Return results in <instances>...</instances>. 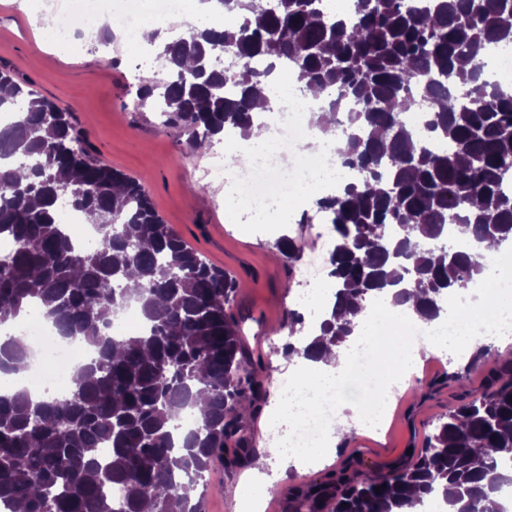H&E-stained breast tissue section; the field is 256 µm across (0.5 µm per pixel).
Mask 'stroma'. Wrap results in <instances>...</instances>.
Returning <instances> with one entry per match:
<instances>
[{
	"label": "stroma",
	"mask_w": 512,
	"mask_h": 512,
	"mask_svg": "<svg viewBox=\"0 0 512 512\" xmlns=\"http://www.w3.org/2000/svg\"><path fill=\"white\" fill-rule=\"evenodd\" d=\"M8 6L0 13V66L71 112L99 162L139 181L164 223L213 265L236 276L232 312L249 354L266 365L269 395H276L288 371L279 352L287 340L283 320L290 308L284 285L298 283L300 276L275 257V225L250 223L241 209L225 213L223 184L198 180L209 152L186 153L185 130L163 126L152 107L136 106L138 79L161 77L156 62L135 68L132 52L111 38L81 40L75 51H58L35 23L38 0H8ZM489 367L484 358L457 359L451 347L422 357L409 388L390 404L381 425L362 427L344 447L320 454L312 466L290 468L275 481L261 512H290L292 486L322 480L345 461L384 472L406 460L407 449L421 447L462 391L482 384ZM248 476V468L228 470L223 459H216L207 476L203 512H243L236 490Z\"/></svg>",
	"instance_id": "stroma-1"
}]
</instances>
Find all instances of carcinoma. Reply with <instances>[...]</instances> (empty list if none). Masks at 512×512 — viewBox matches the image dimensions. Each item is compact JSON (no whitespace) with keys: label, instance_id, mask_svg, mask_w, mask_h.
Segmentation results:
<instances>
[{"label":"carcinoma","instance_id":"carcinoma-1","mask_svg":"<svg viewBox=\"0 0 512 512\" xmlns=\"http://www.w3.org/2000/svg\"><path fill=\"white\" fill-rule=\"evenodd\" d=\"M243 16L237 28L189 27L157 57L163 78L137 86L145 103L163 97L164 124L190 133L198 153L228 129L254 131L261 85L288 62L305 89L353 103L338 157L359 178L315 201L331 224L333 304L317 336L283 355L345 345L367 302L395 288L393 303L415 295L431 319L449 296L481 274L478 257L435 246L456 237L512 240V93L484 79V47L512 43V0H356L335 20L324 0H216ZM239 61L218 66L224 48ZM260 59L265 69L251 67ZM481 83L474 97L467 86ZM232 86L235 95L226 93ZM0 324L37 308L97 357L62 395L0 396V505L10 512H202L206 473L253 458L245 421L267 397L230 313L239 283L211 267L157 213L140 184L94 163L70 113L0 69ZM426 105V131L405 115ZM94 218L100 245L82 249L59 223L60 202ZM293 267L302 248L276 242ZM136 303L142 333L112 335V318ZM28 348L0 343V373L26 368ZM206 396L192 431L176 424ZM108 446L104 455L100 447ZM482 448L498 455L476 461ZM386 474L346 462L290 495L306 512H394L434 495L455 512H487L484 501L512 460V355H499L480 388L464 393L445 421ZM380 492H375V488Z\"/></svg>","mask_w":512,"mask_h":512}]
</instances>
